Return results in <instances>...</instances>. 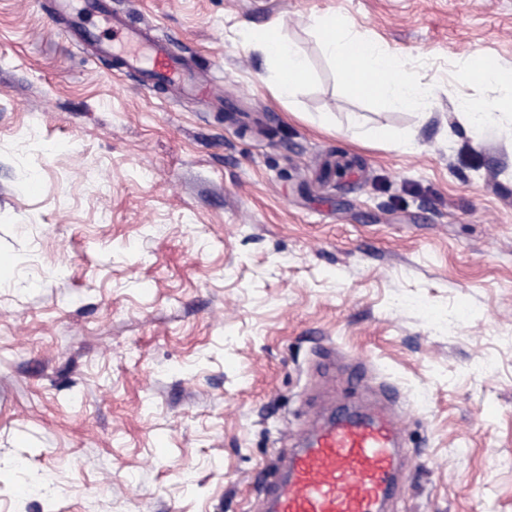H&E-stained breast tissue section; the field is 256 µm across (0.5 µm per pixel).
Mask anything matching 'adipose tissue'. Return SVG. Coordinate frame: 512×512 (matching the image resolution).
<instances>
[{"label":"adipose tissue","mask_w":512,"mask_h":512,"mask_svg":"<svg viewBox=\"0 0 512 512\" xmlns=\"http://www.w3.org/2000/svg\"><path fill=\"white\" fill-rule=\"evenodd\" d=\"M312 26L352 93L376 98L393 109L426 111L425 92L420 82L403 70L392 54L371 41L353 36L342 16L322 15L314 18ZM256 38L270 63L265 83L275 97L289 99L309 79L306 58L277 27L260 31ZM469 75L478 81L497 83L506 90L505 96L492 107L461 103L459 110L471 126H488L494 115L512 112L511 69H503L495 63L482 64L476 57L470 65Z\"/></svg>","instance_id":"obj_1"}]
</instances>
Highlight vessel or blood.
<instances>
[{
    "mask_svg": "<svg viewBox=\"0 0 512 512\" xmlns=\"http://www.w3.org/2000/svg\"><path fill=\"white\" fill-rule=\"evenodd\" d=\"M123 48L122 67L139 71L145 86L164 84L182 96L221 99L217 82L205 79L167 42L124 17L105 14ZM298 441L266 484L263 512H387L401 467L398 419L380 409L314 422L297 431Z\"/></svg>",
    "mask_w": 512,
    "mask_h": 512,
    "instance_id": "vessel-or-blood-1",
    "label": "vessel or blood"
}]
</instances>
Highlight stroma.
I'll return each instance as SVG.
<instances>
[{
	"label": "stroma",
	"instance_id": "stroma-1",
	"mask_svg": "<svg viewBox=\"0 0 512 512\" xmlns=\"http://www.w3.org/2000/svg\"><path fill=\"white\" fill-rule=\"evenodd\" d=\"M108 7L224 100L140 90L51 0H0V512H256L299 417L388 389L391 512H512V116L457 114L505 94L468 70L512 68V0ZM334 12L428 114L347 91L310 26ZM269 26L311 72L288 102Z\"/></svg>",
	"mask_w": 512,
	"mask_h": 512
}]
</instances>
